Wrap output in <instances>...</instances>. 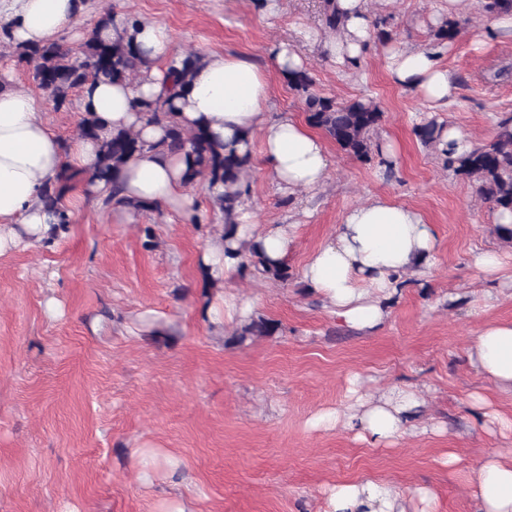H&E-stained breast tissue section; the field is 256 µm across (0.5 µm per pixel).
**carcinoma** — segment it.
<instances>
[{"instance_id":"obj_1","label":"carcinoma","mask_w":512,"mask_h":512,"mask_svg":"<svg viewBox=\"0 0 512 512\" xmlns=\"http://www.w3.org/2000/svg\"><path fill=\"white\" fill-rule=\"evenodd\" d=\"M113 15L101 16L87 30L79 53H72L60 40L42 46H14L18 61L29 67L35 86L53 102L55 109L72 104L73 93L89 79L112 81L135 78L149 63L133 46L132 38L104 40L99 30L112 24ZM323 23L332 33L340 32L343 20L336 10L335 0H324ZM468 20H446L435 33L436 44L454 40ZM295 90L303 94V105L309 124L321 129L345 153L359 160H367L374 147L373 135L379 128L382 112L371 100L355 99L347 103L318 95L312 91L314 79L306 71H299L289 79ZM142 109L155 121L168 122L166 138L157 147L169 153L187 154L189 168L187 183L200 180L210 185L221 184L224 192L213 198L224 216V255L238 260L239 267L249 269L266 278L286 281L290 277L288 265H274L267 261L256 244L242 243L234 249L229 246L236 232L234 212L243 203L248 189L242 179L252 165V155L241 156L216 140L203 127L193 130L181 128L174 120L175 107L158 101L146 100ZM442 126L433 120L418 125L416 134L422 144L438 147ZM145 143L131 130L120 131L101 146L97 176L117 173L120 168L140 153ZM443 165L456 176H463L477 185L482 198L492 202L497 210L512 212V115L498 121L494 138L487 143H474L470 149L456 156L452 150H441ZM75 175L64 170L46 190L45 202L54 208L74 188ZM276 330L273 322L262 317L251 320L239 333V341L248 336H270Z\"/></svg>"}]
</instances>
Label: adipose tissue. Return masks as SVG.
Segmentation results:
<instances>
[{"mask_svg":"<svg viewBox=\"0 0 512 512\" xmlns=\"http://www.w3.org/2000/svg\"><path fill=\"white\" fill-rule=\"evenodd\" d=\"M367 4L368 0H336L344 28L324 44L331 60L357 59L370 42ZM82 13L81 0H0V18L11 23L13 41L20 45L56 41L78 24ZM127 30L152 67L134 79L100 80L83 87L82 111L103 121L97 137L60 140L43 118L42 98L0 87V256L51 239L59 217L44 205L42 196L46 184L62 170L83 174L85 196H108L110 183L96 175L99 149L102 140L119 129L137 132L146 144L119 173L123 197L134 203L172 204L187 220L197 218L196 202L186 185L187 158L155 150L166 127L148 122L139 107L143 99L173 98L182 126L206 127L242 154L252 150L253 135H261L270 174L288 193L311 191L325 181L329 156L324 139L292 115L269 113L264 70L241 57L210 52L182 84L169 71L177 54L165 24L142 20L131 29L118 14L100 35L112 40ZM385 67L396 85L434 104H447L456 94L455 81L436 50L397 43L387 48ZM234 221L236 240L260 244L273 263L287 262L295 246L292 225L257 229L256 216L246 205L238 207ZM436 243L434 225L420 212L374 197L344 214L335 236L306 261L302 278L345 324L371 331L386 318L383 302L401 287L404 275L429 266ZM469 357L500 390L512 392V322L482 328ZM418 406V395L408 388H393L375 399L360 394L348 410L346 425L361 439L393 445ZM469 480L477 512H512V458L499 452L488 455ZM325 512H407V506L387 486L341 483L328 490Z\"/></svg>","mask_w":512,"mask_h":512,"instance_id":"adipose-tissue-1","label":"adipose tissue"}]
</instances>
